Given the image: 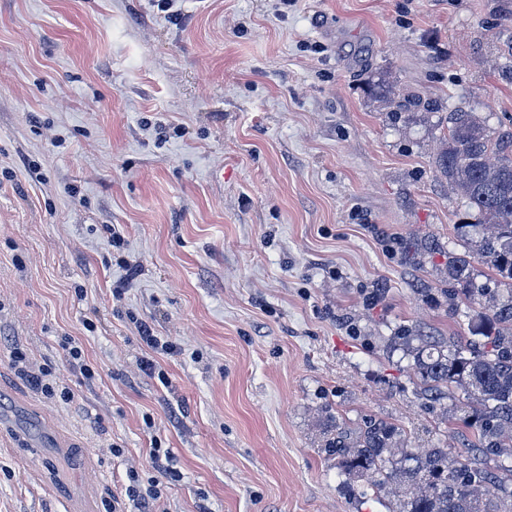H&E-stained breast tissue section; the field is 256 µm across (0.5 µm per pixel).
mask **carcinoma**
Wrapping results in <instances>:
<instances>
[{"label": "carcinoma", "instance_id": "cac0c4a2", "mask_svg": "<svg viewBox=\"0 0 512 512\" xmlns=\"http://www.w3.org/2000/svg\"><path fill=\"white\" fill-rule=\"evenodd\" d=\"M435 167L482 217L455 225L468 252L448 253V276L462 285L451 310L471 335L389 341L413 359L429 403L453 402L462 450L410 448L401 427L377 417L332 423L324 447L349 494L384 499L388 512H512V132L465 108L450 112ZM475 261L488 267L483 282Z\"/></svg>", "mask_w": 512, "mask_h": 512}]
</instances>
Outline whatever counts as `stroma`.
I'll use <instances>...</instances> for the list:
<instances>
[{
    "label": "stroma",
    "mask_w": 512,
    "mask_h": 512,
    "mask_svg": "<svg viewBox=\"0 0 512 512\" xmlns=\"http://www.w3.org/2000/svg\"><path fill=\"white\" fill-rule=\"evenodd\" d=\"M174 8L0 0V512H111L156 446L180 472L164 512H387L342 489L323 432L444 435L386 339L469 333L448 255L478 216L434 161L461 103L512 131V0ZM390 89L421 103L392 113ZM12 360L19 369L26 375L33 388L48 400H55L57 397L62 401H69L71 398L70 390L66 387L59 388L50 379V373L47 369L33 370L29 363L27 354L20 348H15Z\"/></svg>",
    "instance_id": "obj_1"
}]
</instances>
